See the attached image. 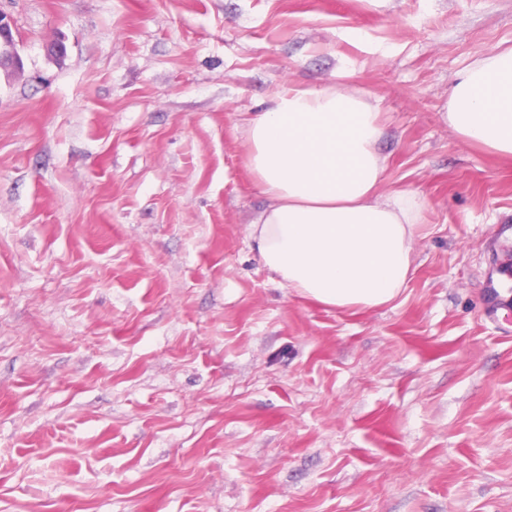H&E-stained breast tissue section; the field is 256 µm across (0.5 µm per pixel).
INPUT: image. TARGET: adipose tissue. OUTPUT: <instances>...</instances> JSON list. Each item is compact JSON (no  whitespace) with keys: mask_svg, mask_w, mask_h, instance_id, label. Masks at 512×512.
Masks as SVG:
<instances>
[{"mask_svg":"<svg viewBox=\"0 0 512 512\" xmlns=\"http://www.w3.org/2000/svg\"><path fill=\"white\" fill-rule=\"evenodd\" d=\"M448 124L512 157V49L458 75ZM380 115L341 88L275 92L246 121V164L268 204L252 224L257 252L282 284L340 309L392 302L411 273L421 202L380 193Z\"/></svg>","mask_w":512,"mask_h":512,"instance_id":"obj_1","label":"adipose tissue"}]
</instances>
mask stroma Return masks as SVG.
Instances as JSON below:
<instances>
[{
  "label": "stroma",
  "mask_w": 512,
  "mask_h": 512,
  "mask_svg": "<svg viewBox=\"0 0 512 512\" xmlns=\"http://www.w3.org/2000/svg\"><path fill=\"white\" fill-rule=\"evenodd\" d=\"M0 11V512H512V158L447 117L512 0ZM288 85L382 114L423 203L391 303L259 259L244 124ZM0 69L7 70L11 74L20 73L23 70V60L16 49L13 35V21L9 15L0 11Z\"/></svg>",
  "instance_id": "35a3bbf8"
}]
</instances>
